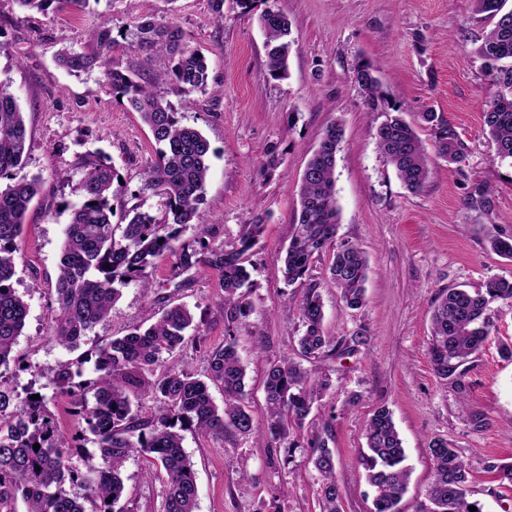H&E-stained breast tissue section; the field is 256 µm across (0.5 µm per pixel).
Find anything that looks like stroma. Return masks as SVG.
<instances>
[{"mask_svg": "<svg viewBox=\"0 0 512 512\" xmlns=\"http://www.w3.org/2000/svg\"><path fill=\"white\" fill-rule=\"evenodd\" d=\"M269 7L291 22L293 44L283 79L270 76L265 66L259 16ZM141 14L179 25L208 61L207 87L194 94L192 105H185L176 84L159 88L181 124L199 130L213 150L200 204L206 243L233 244L254 213L269 216L251 257L253 329L236 333L246 366L245 403L257 421L266 418L263 381L269 364L299 357L297 338L304 327L297 305L305 286L285 282L280 256L305 165L334 122L344 132L336 156L337 237L364 250L370 267L366 304L350 310L329 278L327 260L313 266L326 335L362 331L367 342L349 353L307 361V368L329 372L331 385L303 430H290L275 449L263 432H228L217 440L183 428V448L196 473V512H320L307 444L313 435L335 454L340 512H371L361 454L365 424L380 407L393 415L411 470L400 512H415L426 499L433 481L428 445L436 437L447 439L467 464L471 497L483 512H512V486L499 485L486 470L491 459L512 462V360L498 350L499 342L512 339V303H494L496 330L467 364L465 393L436 376L429 356L430 312L439 296L512 278V261L487 248L489 229L512 233V160L497 158L483 127L491 90L476 49L493 22L477 12L475 0H252L247 7L224 0L219 15L209 0H88L78 11L29 14L14 0H0V81L8 83L25 118L24 171L45 180L17 241L14 286L28 314L0 379L23 398L29 389L46 387L64 362L80 363L84 377H93L85 357L95 345L155 320L156 305L133 282L77 348L49 337L68 207L79 200L85 156L93 153L114 165L128 187L113 201L112 221L118 224L133 206L131 193L156 150L139 114L118 99L103 72L75 76L55 56L62 47L83 46L88 33L105 23L116 39L112 68L138 69L140 59L125 35ZM364 62L406 119L426 110L441 113L468 147L465 163L435 160L426 187L409 192L373 136L383 115L367 111L358 88L355 69ZM271 150L281 165L260 176L257 168ZM479 191L488 197L486 206L471 203ZM177 260L174 250L157 260L152 290L190 309L195 328L174 358L201 377L207 351L224 344V290L211 268L173 276ZM48 411L76 447L96 453L95 439L69 398L53 397ZM477 415L484 417L483 427H474ZM285 448L291 459L283 458ZM147 468L145 458L127 459L126 499L132 512H163V482L148 476Z\"/></svg>", "mask_w": 512, "mask_h": 512, "instance_id": "1", "label": "stroma"}]
</instances>
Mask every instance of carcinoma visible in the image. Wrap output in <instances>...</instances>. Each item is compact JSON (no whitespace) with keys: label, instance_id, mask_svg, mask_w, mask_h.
I'll return each instance as SVG.
<instances>
[{"label":"carcinoma","instance_id":"1","mask_svg":"<svg viewBox=\"0 0 512 512\" xmlns=\"http://www.w3.org/2000/svg\"><path fill=\"white\" fill-rule=\"evenodd\" d=\"M23 11L78 10L86 0H15ZM477 9L495 20L477 48L495 91L486 103L483 123L501 158H512V8L508 0H476ZM265 32L266 66L274 78L288 72L292 46L291 23L286 14L267 8L260 17ZM116 40L112 27L103 23L87 36L79 49L64 48L57 61L73 75L95 69L107 70L113 90L140 113L158 145L145 167L141 184L132 197L140 203L125 211L123 224L112 223V200L122 192L116 169L99 158L84 160L80 182L81 202L70 206V221L59 259L57 313L50 339L72 349L97 323L108 317L119 299L121 287L131 281L150 290L156 260L172 250L181 229L189 224L204 231L199 204L208 175L210 142L196 129L179 123L171 105L156 91L171 81L187 96L205 87L208 65L205 56L191 46L182 28L161 23L151 15L136 18L128 48L141 57V68L125 73L108 70L109 53ZM168 57L164 72L151 70L158 53ZM356 81L370 112L395 110L369 64L356 69ZM420 125L433 135L435 155L450 164L466 160L464 143L438 112L420 113ZM342 128L328 126L307 162L300 187V209L285 248L282 275L287 283L303 281L307 291L298 305L304 332L298 339L299 353L306 359L355 350L362 336L335 340L323 331V303L310 272L315 261L330 256L328 273L340 290L344 305L352 310L366 303L365 283L369 261L357 245L336 242L340 206L336 197V154ZM27 129L23 112L13 94L0 83V368L10 365L16 338L21 335L27 306L13 287L17 239L33 198L42 190L40 176L27 177L25 168ZM380 151L395 167L411 192L421 191L430 178L431 158L414 124L401 115H391L374 128ZM157 198L162 207L157 217L145 208ZM268 216L258 212L242 225L231 247L210 248L204 236L181 247L173 274L198 264L221 273L224 288V318L227 324L248 328L250 308L246 297L253 287L247 267L250 252L258 244ZM490 250L512 261V235L498 232L488 237ZM512 302V280L491 279L475 289L452 288L441 296L431 315L430 358L436 375L452 379L457 391L466 392L465 364L482 350L495 324L491 303ZM193 317L182 304L168 303L147 328H136L97 346L94 379L75 380L68 364L59 366L49 380L55 396L70 398L75 413L96 437L97 453L86 458V470L71 463L79 448L69 444L54 426L46 410L47 397L33 399L28 392L23 407L14 404V391L0 385V512H16L21 500L26 512H131L125 501L121 468L133 453L144 456L149 466L164 473V512H195L197 488L193 465L186 455L178 426L190 424L215 439L224 433L246 435L265 430L274 440L289 423L301 427L311 414L314 398L330 386L324 374L314 377L292 359L270 364L264 380L265 427L255 422L243 402L245 367L236 349L235 336L224 337V346L207 355L208 373L201 379L172 362L160 380L146 374L172 355L186 341ZM224 389V407L212 398L210 384ZM158 398L161 413L145 421L131 392L142 387ZM366 452L361 461L374 489L373 512H398L410 471L405 465L402 440L390 411L380 407L365 427ZM40 448L33 449L34 444ZM316 449L314 468L319 476L323 512H339L340 490L336 483V459L325 441L316 436L308 442ZM434 480L427 502L416 512H483L469 498L468 471L448 440L436 438L429 445ZM487 471L500 483L512 485V464L490 460ZM82 484L81 498L70 496L66 483Z\"/></svg>","mask_w":512,"mask_h":512}]
</instances>
